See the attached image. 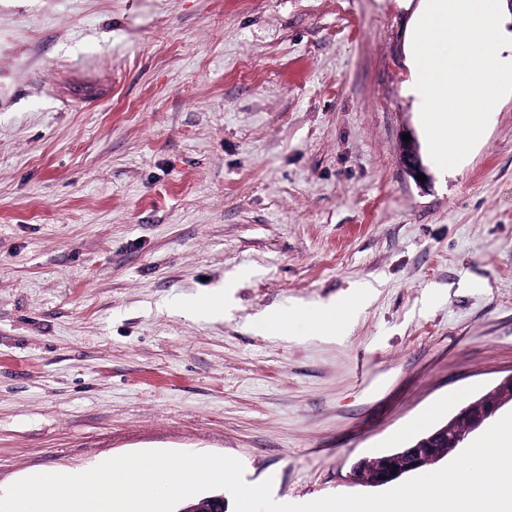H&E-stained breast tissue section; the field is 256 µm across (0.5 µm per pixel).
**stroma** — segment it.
<instances>
[{
  "label": "stroma",
  "mask_w": 512,
  "mask_h": 512,
  "mask_svg": "<svg viewBox=\"0 0 512 512\" xmlns=\"http://www.w3.org/2000/svg\"><path fill=\"white\" fill-rule=\"evenodd\" d=\"M418 5L0 0L1 489L175 450L280 503L365 494L354 462L512 374V97L441 170ZM354 306L355 302L351 301L346 304L336 306V308L325 310L317 319H315V323L325 330L336 332V329L343 324L345 317L354 308Z\"/></svg>",
  "instance_id": "35a3bbf8"
}]
</instances>
